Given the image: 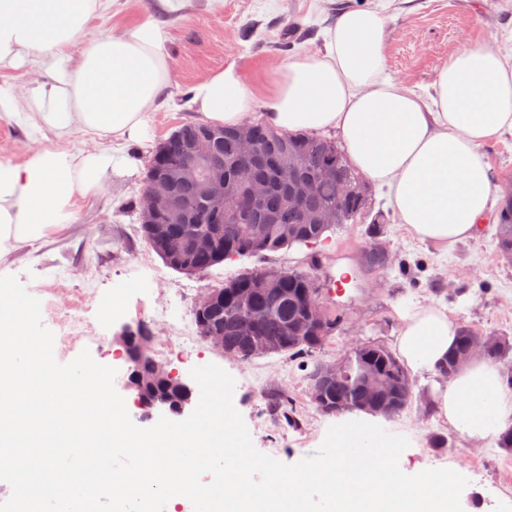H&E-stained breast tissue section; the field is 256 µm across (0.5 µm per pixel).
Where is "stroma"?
Masks as SVG:
<instances>
[{
    "instance_id": "35a3bbf8",
    "label": "stroma",
    "mask_w": 512,
    "mask_h": 512,
    "mask_svg": "<svg viewBox=\"0 0 512 512\" xmlns=\"http://www.w3.org/2000/svg\"><path fill=\"white\" fill-rule=\"evenodd\" d=\"M151 0H116L93 17L71 49L79 53L108 35L132 31L150 16ZM375 8L386 23L385 72L422 99H429L437 70L460 49L489 43L512 56V0H224L216 14L187 12L168 27L171 99L152 112L150 137L130 142L125 153L133 168L108 174L103 189L79 198L76 219L47 240L24 245L0 257V276H16L41 302V322L55 330L61 315L79 317L88 341L55 343L58 363L74 360L82 350L116 369L114 385L137 426L140 416L133 391L126 386L127 365L113 359L115 334L126 324L144 321L155 331V343L184 338L167 369L189 379L193 366L214 363L236 380L234 406L242 415L255 447L286 464L313 455L335 417L316 411L309 398L307 376L314 363L333 362L355 342L392 346L404 324L403 312L417 304L436 303L455 322L479 333L512 337V264L496 252L491 220L479 224L472 239L441 247L414 238L400 224L387 186L368 183L369 204L354 221L337 225L325 243L268 254L266 264L304 269L317 263L321 276L360 279V288L345 296L323 294L322 301L338 324L315 357L295 359L269 355L243 362L214 350L197 332L193 309L199 295L224 280L251 269L254 259L226 262L205 275H185L167 267L147 246L139 231L135 201L141 196L151 150L174 130L197 122L189 107L192 88L214 72L235 66L255 93V111L269 105L266 88L295 57L319 55L324 31L339 10ZM101 145L94 136L58 138L36 129L29 112L0 120V159L23 162L35 148H61L79 154ZM492 179L501 187L498 203L512 197V133L485 145ZM382 218L377 240L387 247L392 264L362 276L361 249L375 218ZM121 308L102 313L112 298ZM431 378L416 380L411 405L387 420L388 432L406 436L411 446L399 460L409 475L425 469L449 468L469 484L461 495L464 512H512V456L494 442L466 440L442 423L428 407ZM287 394L295 424L271 411V395ZM447 436L450 445L434 449L431 434Z\"/></svg>"
}]
</instances>
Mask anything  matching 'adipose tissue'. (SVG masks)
I'll list each match as a JSON object with an SVG mask.
<instances>
[{
  "mask_svg": "<svg viewBox=\"0 0 512 512\" xmlns=\"http://www.w3.org/2000/svg\"><path fill=\"white\" fill-rule=\"evenodd\" d=\"M224 0H153V17L133 31L70 49L105 0H0V72L31 63L43 71L28 98L0 88V113L32 102L42 125L65 138L81 132L112 146L71 154L32 152L0 160V254L73 223L78 198L98 192L107 172L124 171L123 145L146 140L149 115L168 87L167 25L186 11L218 12ZM385 22L368 9L339 12L319 56L296 57L274 80L266 125L333 132L353 167L393 191L399 221L423 242L451 246L473 237L498 188L484 145L512 132V67L477 44L439 69L432 107L385 73ZM190 103L201 120L238 126L254 96L235 67L196 84ZM394 348L412 374L437 377L457 325L433 305L407 311ZM437 416L470 440L512 424V389L499 368L476 359L435 385Z\"/></svg>",
  "mask_w": 512,
  "mask_h": 512,
  "instance_id": "adipose-tissue-1",
  "label": "adipose tissue"
}]
</instances>
